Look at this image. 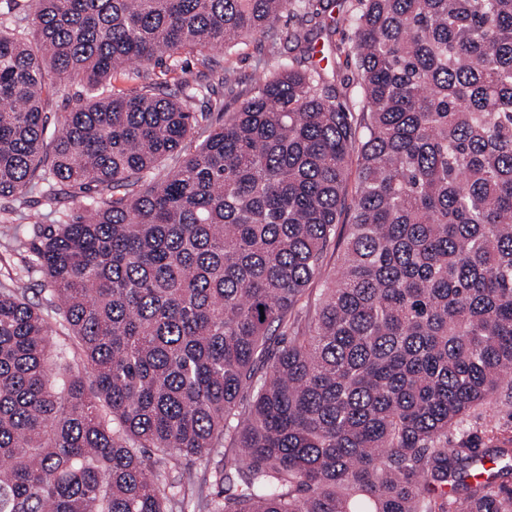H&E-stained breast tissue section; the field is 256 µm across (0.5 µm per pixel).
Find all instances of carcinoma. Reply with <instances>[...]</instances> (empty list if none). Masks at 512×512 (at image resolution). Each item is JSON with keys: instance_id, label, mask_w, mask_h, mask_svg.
<instances>
[{"instance_id": "cac0c4a2", "label": "carcinoma", "mask_w": 512, "mask_h": 512, "mask_svg": "<svg viewBox=\"0 0 512 512\" xmlns=\"http://www.w3.org/2000/svg\"><path fill=\"white\" fill-rule=\"evenodd\" d=\"M285 11L0 0V198L82 194L46 304L0 284V512H512L448 440L512 375V0H356L360 111L300 35L224 111L210 52ZM182 53L176 97L144 68Z\"/></svg>"}]
</instances>
